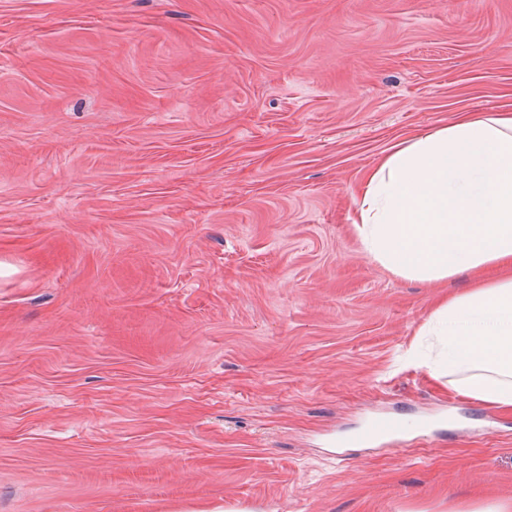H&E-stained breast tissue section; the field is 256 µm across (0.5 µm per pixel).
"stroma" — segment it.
<instances>
[{
  "mask_svg": "<svg viewBox=\"0 0 512 512\" xmlns=\"http://www.w3.org/2000/svg\"><path fill=\"white\" fill-rule=\"evenodd\" d=\"M512 102V0H0V512H466L512 409L420 328L353 190ZM434 447L340 445L374 415Z\"/></svg>",
  "mask_w": 512,
  "mask_h": 512,
  "instance_id": "35a3bbf8",
  "label": "stroma"
}]
</instances>
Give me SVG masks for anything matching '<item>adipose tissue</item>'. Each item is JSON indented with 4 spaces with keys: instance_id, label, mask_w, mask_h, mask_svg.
I'll list each match as a JSON object with an SVG mask.
<instances>
[{
    "instance_id": "obj_1",
    "label": "adipose tissue",
    "mask_w": 512,
    "mask_h": 512,
    "mask_svg": "<svg viewBox=\"0 0 512 512\" xmlns=\"http://www.w3.org/2000/svg\"><path fill=\"white\" fill-rule=\"evenodd\" d=\"M356 204L368 257L397 277L501 269L442 304L421 333L438 343L434 373L462 395L512 409V105L463 112L396 142L365 173Z\"/></svg>"
}]
</instances>
